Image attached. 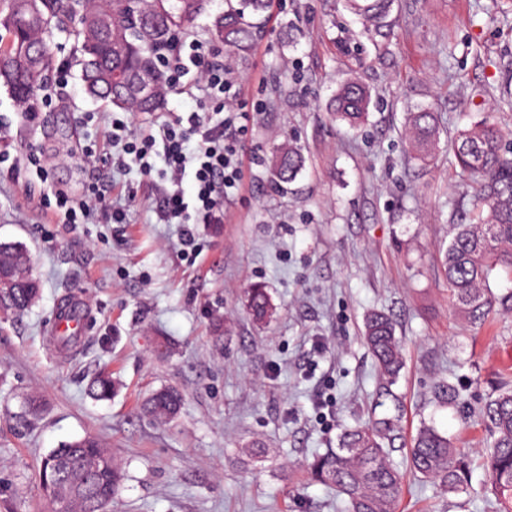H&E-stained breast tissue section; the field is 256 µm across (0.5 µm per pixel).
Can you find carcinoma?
I'll use <instances>...</instances> for the list:
<instances>
[{"label":"carcinoma","mask_w":512,"mask_h":512,"mask_svg":"<svg viewBox=\"0 0 512 512\" xmlns=\"http://www.w3.org/2000/svg\"><path fill=\"white\" fill-rule=\"evenodd\" d=\"M207 0H0V84L29 104L54 70L49 42L56 31L73 36L80 52L86 93L135 116L164 109L167 86L157 58L174 51L177 39L191 31ZM270 0H239V7L216 16L213 39L225 48L242 50L254 36L246 14L261 15ZM395 0H345L365 31L386 39L392 29ZM371 93L357 80L341 84L329 101L333 118L358 129L368 120ZM411 158L426 164L439 143L437 114L428 108L408 113ZM502 133L487 122L458 133L452 150L460 174L469 178L470 208L445 250L443 269L448 300L477 329L490 316L512 311V292L497 295L490 282L501 272L512 277V157L501 146ZM304 166L299 148L281 146L272 154L276 180L288 184ZM39 284L26 250L0 243V301L3 311L19 313L37 298ZM248 314L263 322L273 313L266 289H249ZM363 340L379 373L392 381L403 365L402 347L393 321L382 312L367 316ZM90 391L101 398L112 393V378L99 375ZM182 394L166 388L144 405L154 420H173ZM479 416L492 442L482 465L497 498L496 512H512V389L490 397ZM394 426L388 417L370 426L345 430L339 446L316 453L307 464L311 478L336 490L347 512H395L402 474L389 462L383 445ZM410 470L449 493L467 488L469 459L434 426L420 427L409 448ZM43 471L54 512H111L122 480L119 462L94 435L66 442L46 458Z\"/></svg>","instance_id":"carcinoma-1"}]
</instances>
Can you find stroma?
I'll return each instance as SVG.
<instances>
[{"label":"stroma","instance_id":"stroma-1","mask_svg":"<svg viewBox=\"0 0 512 512\" xmlns=\"http://www.w3.org/2000/svg\"><path fill=\"white\" fill-rule=\"evenodd\" d=\"M391 17L393 36L375 42L344 0H287L260 17L249 50L225 52L244 100L267 108L246 142L244 187L220 232L200 227L193 262L180 255L179 225L157 223L151 182L88 164L104 128L86 115L112 107L85 94L67 33L51 43L72 65L66 99L29 121L0 86V150L21 166L37 153L48 170L44 183L0 178V242L27 248L41 284L28 310L0 313V512H50L41 462L89 433L124 471L112 512H345L304 465L385 415L397 419L395 466L406 468L425 424L472 463L466 493L406 478L396 512H493L479 410L512 363V313L475 332L448 301L442 258L466 204L451 138L487 120L512 148V0H395ZM351 77L373 98L357 130L326 110ZM420 106L441 125L427 166L404 136ZM284 143L305 167L283 188L269 160ZM98 174L125 223H46L44 193L83 194ZM255 285L275 307L263 325L246 312ZM67 300L87 307L85 337L61 354L48 336ZM374 310L392 317L403 349L389 386L362 337ZM102 371L114 382L107 400L87 391ZM443 383L456 404L440 403ZM163 387L184 395L168 423L141 410ZM254 439L264 457L244 454Z\"/></svg>","mask_w":512,"mask_h":512}]
</instances>
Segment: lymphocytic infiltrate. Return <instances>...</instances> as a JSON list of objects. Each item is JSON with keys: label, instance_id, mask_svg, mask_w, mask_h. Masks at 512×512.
Listing matches in <instances>:
<instances>
[{"label": "lymphocytic infiltrate", "instance_id": "f902f5d3", "mask_svg": "<svg viewBox=\"0 0 512 512\" xmlns=\"http://www.w3.org/2000/svg\"><path fill=\"white\" fill-rule=\"evenodd\" d=\"M219 52L199 38L184 39L165 61L169 86L195 101L194 109L174 112L147 132L134 130L129 116L111 115L104 129L109 153L90 148L89 163L106 161L113 167H137L146 177H159L168 186L155 199L158 223L182 227L180 245L185 257H195L197 228L224 221V206L245 179V142L263 102L246 104L234 72L218 62ZM192 195H185L184 182ZM44 213L52 224H86L99 218L121 224L125 213L112 209L104 190L91 185L81 196L55 191L44 199Z\"/></svg>", "mask_w": 512, "mask_h": 512}]
</instances>
